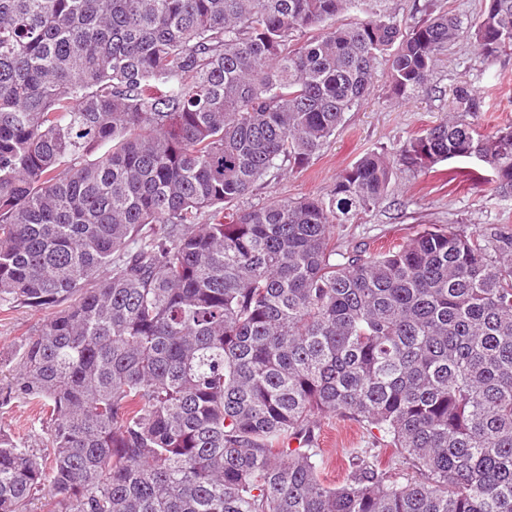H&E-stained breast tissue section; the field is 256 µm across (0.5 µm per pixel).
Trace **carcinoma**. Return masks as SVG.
<instances>
[{
    "mask_svg": "<svg viewBox=\"0 0 512 512\" xmlns=\"http://www.w3.org/2000/svg\"><path fill=\"white\" fill-rule=\"evenodd\" d=\"M364 0H0V306L55 307L12 392L45 470L0 434V512H512V233L336 247L395 170L466 159L512 196V125L459 115L368 153L325 198L236 207L301 167L369 94L412 97L463 37L512 51V0L405 23ZM342 13L352 17L334 25ZM379 432L418 477L316 418ZM316 426L319 448L326 461L321 477L327 484L336 485L343 480L354 448H374L380 466L401 481L402 477L412 475L406 466L396 464L399 459L396 448L386 446V443L383 445L382 442L373 443L366 428L357 422L336 415H322L317 419Z\"/></svg>",
    "mask_w": 512,
    "mask_h": 512,
    "instance_id": "carcinoma-1",
    "label": "carcinoma"
}]
</instances>
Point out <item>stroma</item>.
Listing matches in <instances>:
<instances>
[{"label":"stroma","instance_id":"1","mask_svg":"<svg viewBox=\"0 0 512 512\" xmlns=\"http://www.w3.org/2000/svg\"><path fill=\"white\" fill-rule=\"evenodd\" d=\"M449 14L468 18L480 12L484 0H368L375 11L391 8L400 20L418 16L425 4ZM468 84L482 101L480 111L467 115L482 135L512 124V55L484 59L470 39L458 41L442 55L426 88L407 100L393 99L385 72H377L369 95L351 112L343 125L315 154L297 169L282 168L266 177L244 200L258 205L271 198L297 199L328 196L337 176L365 153L395 151L410 138L439 123L450 114L452 91ZM459 161L450 160L432 171L398 170L386 196L369 213L351 224L336 228L342 249L360 248L374 255L412 238L428 227L454 226L469 234H487L501 227L512 229V197L498 195L492 185H478L458 176ZM48 309L23 305L0 310V433L25 443L50 466L48 448L34 407L12 397L10 386L19 360V346L51 317ZM316 434L326 465L322 479L331 485L342 481L354 449L373 448L380 466L393 476H407L398 463L396 449L374 444L365 427L347 418L324 415L316 421Z\"/></svg>","mask_w":512,"mask_h":512}]
</instances>
